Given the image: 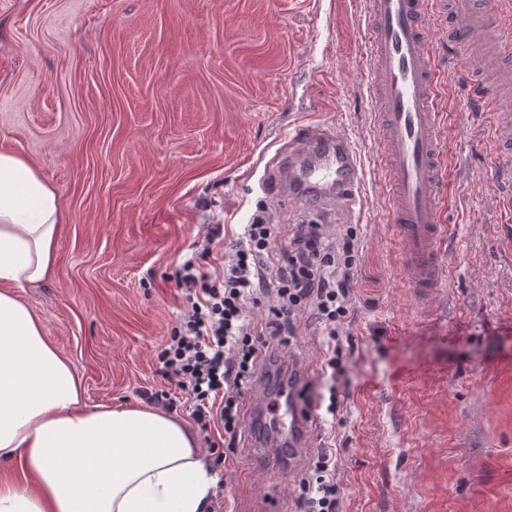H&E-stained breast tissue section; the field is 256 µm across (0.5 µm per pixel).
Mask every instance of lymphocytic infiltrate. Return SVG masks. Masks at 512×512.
<instances>
[{
	"instance_id": "f902f5d3",
	"label": "lymphocytic infiltrate",
	"mask_w": 512,
	"mask_h": 512,
	"mask_svg": "<svg viewBox=\"0 0 512 512\" xmlns=\"http://www.w3.org/2000/svg\"><path fill=\"white\" fill-rule=\"evenodd\" d=\"M275 233L258 215L228 248L223 225H207L201 243L207 265L190 258L174 274L190 308L158 355V373L185 396L204 438L218 436L229 451L242 439L243 390L264 379L289 381L281 350L295 333L298 312H313L323 330L330 370L337 367L336 325L349 315L356 235L333 240L321 225L298 224L277 257ZM264 298L271 304L254 322L250 310ZM335 471V453H319L296 497L300 512H342Z\"/></svg>"
}]
</instances>
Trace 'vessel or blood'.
Masks as SVG:
<instances>
[{
	"mask_svg": "<svg viewBox=\"0 0 512 512\" xmlns=\"http://www.w3.org/2000/svg\"><path fill=\"white\" fill-rule=\"evenodd\" d=\"M494 8L473 0H367L370 86L380 106L382 161L390 200L389 220L405 242V260L414 287L427 290L442 279L440 217L449 200L442 188L445 161L440 151L438 68L433 44L467 53L480 82L492 135L512 145V110L503 101L512 93V69L496 58L512 50V7ZM275 181L292 189L294 199H317L331 187L337 210L363 203L361 159L343 136L317 124L299 126L280 154ZM312 409L292 388L280 428L288 436L291 458L300 457L312 430Z\"/></svg>",
	"mask_w": 512,
	"mask_h": 512,
	"instance_id": "1",
	"label": "vessel or blood"
}]
</instances>
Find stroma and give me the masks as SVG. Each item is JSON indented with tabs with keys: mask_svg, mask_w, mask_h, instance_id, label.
<instances>
[{
	"mask_svg": "<svg viewBox=\"0 0 512 512\" xmlns=\"http://www.w3.org/2000/svg\"><path fill=\"white\" fill-rule=\"evenodd\" d=\"M365 0H0V151L34 164L65 224L55 276L21 289L81 378L88 406L163 388L156 355L188 308L172 274L204 225L232 246L266 210L357 231L346 372L323 374L310 312L288 354L318 408L303 462L227 457L226 512H295L307 460L336 451L343 512H512V159L473 107L471 63L433 46L450 179L443 278L422 292L386 215L381 134L361 57ZM356 145L362 214L288 199L263 175L307 114Z\"/></svg>",
	"mask_w": 512,
	"mask_h": 512,
	"instance_id": "35a3bbf8",
	"label": "stroma"
}]
</instances>
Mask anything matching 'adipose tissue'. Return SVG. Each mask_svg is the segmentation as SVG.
Listing matches in <instances>:
<instances>
[{"label":"adipose tissue","mask_w":512,"mask_h":512,"mask_svg":"<svg viewBox=\"0 0 512 512\" xmlns=\"http://www.w3.org/2000/svg\"><path fill=\"white\" fill-rule=\"evenodd\" d=\"M63 216L36 167L0 152V512H205L218 482L178 419L87 407L19 288L56 271Z\"/></svg>","instance_id":"adipose-tissue-1"}]
</instances>
